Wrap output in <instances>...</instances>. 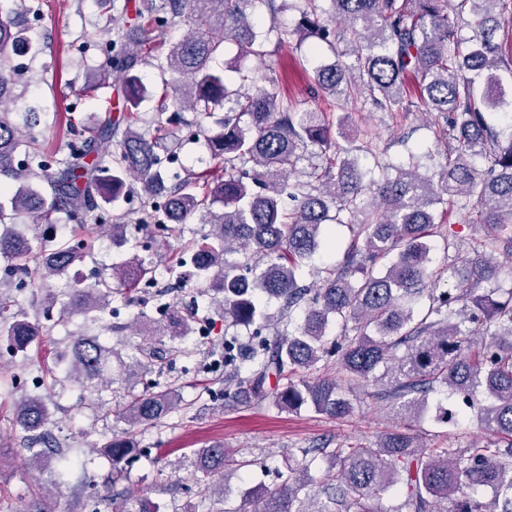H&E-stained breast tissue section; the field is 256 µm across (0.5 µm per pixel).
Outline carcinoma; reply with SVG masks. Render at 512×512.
<instances>
[{
    "label": "carcinoma",
    "mask_w": 512,
    "mask_h": 512,
    "mask_svg": "<svg viewBox=\"0 0 512 512\" xmlns=\"http://www.w3.org/2000/svg\"><path fill=\"white\" fill-rule=\"evenodd\" d=\"M268 25L257 27L256 0H138L135 22L124 42L104 50L105 76L93 75L86 91L94 93L112 78L120 86L121 109L108 114L93 135L79 134L69 155L47 177V190L33 186L50 167L30 131L35 112L15 121L10 86L15 83V52L38 51L0 7V180L16 183L0 200V257L20 272L36 261L42 282L66 272L84 258L88 241L35 244L26 230L47 224L52 213L84 220L113 210L112 223L95 228L127 244L122 209L133 189L144 203L137 218L150 236L184 232L197 219L210 232L191 239L186 252L166 262L176 281L194 276L224 320L252 330L259 338L252 351L250 376L231 371L224 378L225 398L236 403L271 400L279 410L303 408L330 418L352 416L354 390L388 380L396 415L407 421L372 445L326 440L301 450L278 472L280 484L244 492L245 512H512V289L501 293L481 286L498 278L501 266L479 240L470 254L431 265V242L447 223L448 208L465 198L478 209L486 237L512 259V135L502 141L491 116L504 104L498 71H512V0H261ZM476 33L461 34L466 8ZM298 12L296 27L284 30L276 17ZM190 19L179 38L169 37L175 19ZM341 42L354 57L348 66L337 49ZM296 36L302 63L327 46L336 61L313 68L310 92L333 98L368 97L378 110L409 111L411 95L446 118L445 162L422 172L418 155L407 166L385 163L365 169L353 154L346 119L334 112L293 111L274 67L257 78L237 69L239 83L226 82L216 63L224 43L234 42L244 56L260 64L277 55L288 36ZM150 64L169 79L157 95L137 67ZM156 99L154 127L140 129L141 103ZM224 116L216 117V113ZM191 112L204 140L209 164L171 172L165 165L166 141L189 125ZM219 128L208 133L203 120ZM115 145L111 162L100 165L99 149ZM310 146L324 152L307 179L290 181L291 171ZM477 157L490 159L487 171ZM351 237L342 260L322 270L319 283H300L299 272L319 250L335 248V228ZM236 254L233 263L227 255ZM154 261L134 256L96 277L86 288L68 292L59 319L103 312L115 297L128 304L139 286L151 281ZM448 275L456 287L417 304L429 283ZM260 295L283 300L280 317L260 309ZM0 303V333L12 352H24L49 336L56 324L39 326L22 311L7 313ZM196 315L177 308L166 322L138 336L182 340L192 333ZM341 327L330 338V328ZM114 352L100 337L81 334L72 344L67 374L80 385L112 383ZM335 366L336 374L313 377L314 370ZM283 381L267 387L270 377ZM448 403L429 406L426 394L436 386ZM180 389L149 386L129 389L124 409L131 427L151 426L181 406ZM16 422L37 438L50 420L45 399L24 394L13 400ZM430 413L447 428L475 417L489 433L482 445L450 448L444 442L420 444L413 423ZM112 462V483L143 456L129 435H116L105 446ZM199 504L224 502L226 480L237 471L235 453L221 444L199 448L189 459ZM398 500L395 506L387 505ZM111 512H157L134 485L109 499Z\"/></svg>",
    "instance_id": "carcinoma-1"
}]
</instances>
